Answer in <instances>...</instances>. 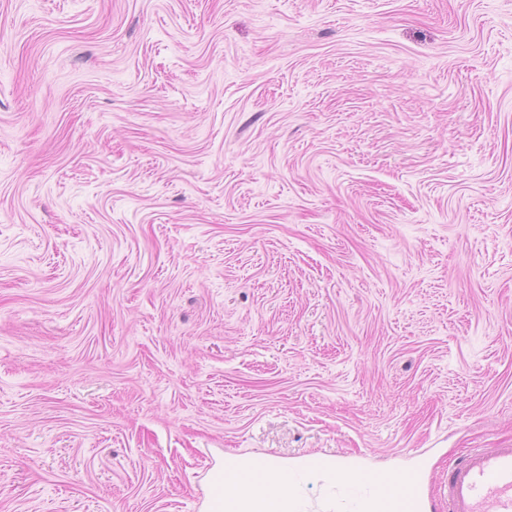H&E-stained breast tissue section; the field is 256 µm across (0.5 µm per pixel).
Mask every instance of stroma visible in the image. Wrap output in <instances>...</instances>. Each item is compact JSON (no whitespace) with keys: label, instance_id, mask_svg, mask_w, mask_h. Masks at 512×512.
<instances>
[{"label":"stroma","instance_id":"35a3bbf8","mask_svg":"<svg viewBox=\"0 0 512 512\" xmlns=\"http://www.w3.org/2000/svg\"><path fill=\"white\" fill-rule=\"evenodd\" d=\"M512 445V0H0V512Z\"/></svg>","mask_w":512,"mask_h":512}]
</instances>
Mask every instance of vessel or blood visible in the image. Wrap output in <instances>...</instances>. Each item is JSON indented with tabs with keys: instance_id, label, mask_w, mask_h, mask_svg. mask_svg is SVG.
<instances>
[{
	"instance_id": "vessel-or-blood-1",
	"label": "vessel or blood",
	"mask_w": 512,
	"mask_h": 512,
	"mask_svg": "<svg viewBox=\"0 0 512 512\" xmlns=\"http://www.w3.org/2000/svg\"><path fill=\"white\" fill-rule=\"evenodd\" d=\"M266 464L252 463L235 468L230 474H215L212 486L215 499L223 500L224 512H266L263 504L243 505L225 494L226 480L240 483L261 481ZM446 512H512V446L505 448H474L465 458L448 470V481L440 491ZM362 512H424L425 503L416 489L414 475H406L401 488H394L392 477L377 474L373 490L360 503Z\"/></svg>"
}]
</instances>
